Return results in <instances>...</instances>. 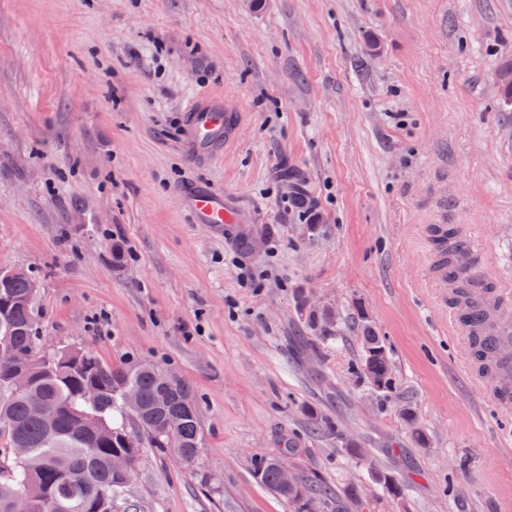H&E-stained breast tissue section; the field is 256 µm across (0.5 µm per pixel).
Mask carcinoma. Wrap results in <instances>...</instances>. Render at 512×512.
<instances>
[{
  "label": "carcinoma",
  "mask_w": 512,
  "mask_h": 512,
  "mask_svg": "<svg viewBox=\"0 0 512 512\" xmlns=\"http://www.w3.org/2000/svg\"><path fill=\"white\" fill-rule=\"evenodd\" d=\"M503 102L512 104V64L498 72ZM448 268L456 278V303L469 304L472 291L491 285L472 274L473 260L465 242L448 228ZM34 279L22 274L0 297L9 300L8 321L0 323V384L17 368H27L31 385L22 393L0 389V512H11L15 495L25 493L31 512H116L126 490L123 475L112 470V458L124 455L137 463L141 448L126 446L128 420L142 434V448H171L193 460L203 440L200 406L179 377L150 361L134 367L113 365L92 351L73 349L72 362L54 352L37 350ZM362 321V355L351 364L352 375L379 382V392L396 389L391 358L384 340L366 317ZM308 326L321 338L337 336L340 328L322 311L308 315ZM22 448L20 456L12 449ZM262 484L299 504L304 498L332 495L320 480L307 479L295 488L279 485V460H255ZM109 485L112 499L100 500Z\"/></svg>",
  "instance_id": "carcinoma-1"
}]
</instances>
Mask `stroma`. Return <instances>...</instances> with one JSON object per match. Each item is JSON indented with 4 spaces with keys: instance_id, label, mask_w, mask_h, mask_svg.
Instances as JSON below:
<instances>
[{
    "instance_id": "obj_1",
    "label": "stroma",
    "mask_w": 512,
    "mask_h": 512,
    "mask_svg": "<svg viewBox=\"0 0 512 512\" xmlns=\"http://www.w3.org/2000/svg\"><path fill=\"white\" fill-rule=\"evenodd\" d=\"M510 62L512 0H0V268L35 277L44 349L153 362L200 403L194 461L143 448L130 512H296L254 473L271 455L333 489L320 512H512V415L425 279L452 225L512 311ZM207 93L243 123L194 162L182 118ZM199 185L240 212L232 234L191 223ZM326 307L329 340L306 323ZM362 316L387 400L350 373Z\"/></svg>"
}]
</instances>
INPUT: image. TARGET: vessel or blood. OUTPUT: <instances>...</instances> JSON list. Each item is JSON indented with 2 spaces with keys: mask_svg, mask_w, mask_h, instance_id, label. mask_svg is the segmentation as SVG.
I'll return each mask as SVG.
<instances>
[{
  "mask_svg": "<svg viewBox=\"0 0 512 512\" xmlns=\"http://www.w3.org/2000/svg\"><path fill=\"white\" fill-rule=\"evenodd\" d=\"M242 115L224 108L216 97L206 95L192 103L186 111L183 149L190 159H213L235 141ZM192 223L207 225L215 234H223L225 225L237 223L239 213L227 205L222 193L198 191L181 200ZM444 226H437L431 244L434 259L428 276L439 290L440 300L452 298L448 286V264ZM486 351L495 359L492 372L495 384L488 389L490 404L502 412L512 411V328L503 326Z\"/></svg>",
  "mask_w": 512,
  "mask_h": 512,
  "instance_id": "obj_1",
  "label": "vessel or blood"
}]
</instances>
